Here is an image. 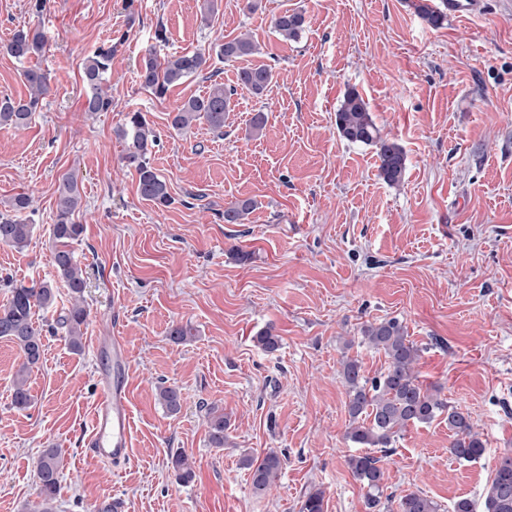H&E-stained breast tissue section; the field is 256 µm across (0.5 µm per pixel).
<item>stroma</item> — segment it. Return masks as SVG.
I'll use <instances>...</instances> for the list:
<instances>
[{"label":"stroma","instance_id":"1","mask_svg":"<svg viewBox=\"0 0 512 512\" xmlns=\"http://www.w3.org/2000/svg\"><path fill=\"white\" fill-rule=\"evenodd\" d=\"M415 0H0V46L19 29L40 28L38 59L50 77L44 108L26 127H0V205L26 193L34 225L22 250L0 246V306L8 281H52L57 302L35 314L44 357L29 375L34 397L12 404L23 361L0 339V512H34L36 462L58 448L61 489L54 512H91L120 501V512H300L310 491L324 512H368L347 466L344 351L366 376L383 354L361 346L364 325L396 318L422 349L424 385L467 409L486 443L483 457L450 456L448 424L409 427L384 456V512L418 492L441 512L471 499L485 512L498 456L512 448V12L486 0L474 18L431 27ZM305 16L298 40L283 42L272 19ZM166 39L155 42L156 25ZM250 32L274 80L263 97L238 92L223 134L206 122L176 131L168 114L208 82L194 77L164 98L144 90L138 70L158 56L210 49ZM115 44L111 111L82 110L86 58ZM357 90L378 126L408 157L401 186L378 176L372 147L339 137L335 113ZM146 112L159 135L153 165L172 205L137 192L116 128L126 112ZM268 117L253 131L254 113ZM75 172L85 231L72 245L86 272L90 310L83 349L72 353L54 326L70 290L52 265L50 232L59 178ZM252 198L241 224L225 205ZM190 326L189 341L168 331ZM281 338L272 353L257 332ZM120 337L129 352L133 416L130 460L116 467L85 446L99 380L98 337ZM184 398L171 414L158 385ZM230 418L221 448L209 443L207 404ZM275 450L283 468L254 496L244 456ZM185 453L195 478L179 483L169 463Z\"/></svg>","mask_w":512,"mask_h":512}]
</instances>
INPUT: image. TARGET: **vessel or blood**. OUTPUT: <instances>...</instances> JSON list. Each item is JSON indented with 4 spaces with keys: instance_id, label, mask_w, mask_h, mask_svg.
<instances>
[{
    "instance_id": "vessel-or-blood-1",
    "label": "vessel or blood",
    "mask_w": 512,
    "mask_h": 512,
    "mask_svg": "<svg viewBox=\"0 0 512 512\" xmlns=\"http://www.w3.org/2000/svg\"><path fill=\"white\" fill-rule=\"evenodd\" d=\"M484 0H439L441 11L452 18L480 14ZM127 349L120 342L112 344V367L100 371L101 388L89 424L87 446L99 459L113 463L128 461L132 437V416L128 403L126 369Z\"/></svg>"
}]
</instances>
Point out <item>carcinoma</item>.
Listing matches in <instances>:
<instances>
[{"label": "carcinoma", "mask_w": 512, "mask_h": 512, "mask_svg": "<svg viewBox=\"0 0 512 512\" xmlns=\"http://www.w3.org/2000/svg\"><path fill=\"white\" fill-rule=\"evenodd\" d=\"M417 12L431 26L439 28L448 15L439 10L433 0H419ZM305 18L299 12H284L273 21L275 32L281 40L296 41L304 30ZM46 36L38 29L17 31L7 44L6 53L19 61L43 54ZM114 47L102 45L89 56L83 68V82L88 92L83 102L84 111L97 114L112 111V97L105 85L112 73ZM261 53V48L250 35L244 33L226 37L216 46V55L226 63L244 61ZM210 56L197 49L168 55L158 59L148 51L140 67L138 78L142 88L162 98L168 88L189 77L199 75L208 64ZM28 87V96L17 101L5 97L0 99V126L22 127L29 123L34 113L40 111L45 95L49 91L48 74L38 67L22 70ZM273 79V70L264 63H248L237 68L235 85L226 86L217 80L207 90L185 100L169 113L170 125L175 130L190 127L196 121H205L214 131L224 128L226 112L230 111L232 96L238 90L261 97ZM339 136L350 144L371 146L379 160L378 172L382 180L392 186L400 185L404 179L407 156L403 147L394 139L383 135L375 122L368 103L354 89L348 90L335 114ZM124 144V159L134 167L138 175L137 190L140 197L157 207L172 203L167 181L153 166V149L158 136L155 129L140 112H128L125 122L117 129ZM56 213L51 228L55 241L53 263L56 271L67 282L70 290V305L58 319L65 329L71 351L79 353L83 348L84 328L89 312L85 305V270L77 263L70 250V243L77 240L83 226L72 220L82 205V194L78 178L73 173L59 179ZM13 215H0V245L21 250L25 248L34 231V225L19 218V214L31 207V199L19 193L7 202ZM255 202L250 198L238 199L224 208V223L240 224L254 210ZM11 297L0 309V338L13 342L24 357L16 373L13 386V405L19 410L31 406L32 398L27 386V377L43 354L42 331L34 320L35 310L48 309L56 303V292L52 282L42 281L26 286L9 283ZM361 343L384 354L386 367L374 377L364 374L361 360L344 355L341 375L348 397L349 426L346 439L367 452L348 459V467L365 490L368 508L381 505L384 492L385 471L382 459L370 452V448L393 447V443L416 424L431 423L446 416L451 442L450 455L465 462L477 461L484 455L485 443L474 431L469 413L447 402L431 388L423 385L417 375V364L421 349L409 339L405 325L396 318L370 323L361 329ZM158 400L170 413L181 410L182 396L176 387L161 386ZM210 443L215 448L224 447V431L228 417L224 408L217 404L206 411ZM170 464L180 483H189L195 471L189 458L182 452L170 456ZM242 465L249 471L253 494H265L279 477L282 459L273 450L262 457L247 456ZM37 512H52L60 488V454L56 448L42 451L36 466ZM486 512H512V451L508 450L498 459L485 500ZM300 512H324V492H311L302 503ZM398 512H440V505L433 499L418 493L400 498Z\"/></svg>", "instance_id": "1"}]
</instances>
